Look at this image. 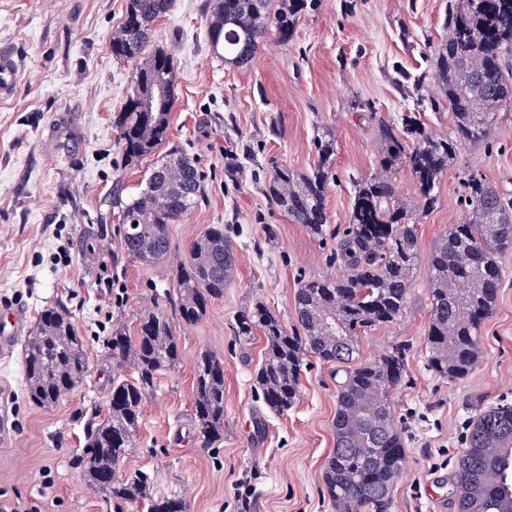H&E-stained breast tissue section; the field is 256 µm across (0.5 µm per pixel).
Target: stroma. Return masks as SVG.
Masks as SVG:
<instances>
[{
    "label": "stroma",
    "instance_id": "stroma-1",
    "mask_svg": "<svg viewBox=\"0 0 512 512\" xmlns=\"http://www.w3.org/2000/svg\"><path fill=\"white\" fill-rule=\"evenodd\" d=\"M125 7L126 0H0V42L11 43L22 64L16 92L0 100V300L21 303L33 318L65 307L88 352L82 383L50 408L27 397L21 349L0 360L14 413L12 432L0 439V494L22 496L40 512H110L78 463L89 422L106 410L108 341L119 327L135 335L146 311L174 314L179 263L207 227L223 224L235 246L234 278L203 320L175 326L180 362L158 376L117 473L154 472L157 492L180 496L186 512H334L324 473L342 371L314 364L297 403L270 412L253 383L265 339L243 346L233 332L238 314L258 301L295 328L300 285L339 270L333 236L314 238L272 208L268 161L307 171L317 133L330 131L336 161L326 209L331 229H345L353 182L376 166L370 114L417 111L398 91L394 69H429L448 0H320L290 43L268 37L246 69L212 51L207 0H174L154 25L157 44L177 61L165 147L195 161L204 189L171 225L160 265L128 259L120 248L121 205L153 165L149 157L125 163L112 124L136 73L111 51ZM230 152L241 167L234 181L224 174ZM471 174L512 200V110L501 112L487 141L462 148L443 176L439 202L421 225L403 317L360 338L368 359L395 343L409 347L406 382L393 395L405 463L392 512H456L455 460L469 424L483 406L512 404V252L501 259L507 273L482 330L479 365L448 381L426 364L429 260L465 218L462 186ZM205 350L224 360V441L212 448L193 423L195 362ZM431 491L438 502L429 501Z\"/></svg>",
    "mask_w": 512,
    "mask_h": 512
}]
</instances>
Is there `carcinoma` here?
Segmentation results:
<instances>
[{"instance_id": "1", "label": "carcinoma", "mask_w": 512, "mask_h": 512, "mask_svg": "<svg viewBox=\"0 0 512 512\" xmlns=\"http://www.w3.org/2000/svg\"><path fill=\"white\" fill-rule=\"evenodd\" d=\"M320 0H213L208 41L224 63L250 66L270 33L286 45L301 15ZM173 0H127L123 22L112 34V56L138 63L130 92L114 117L118 146L128 163L158 152L168 134L174 103L175 57L148 50L154 23ZM446 36L432 70L417 76L399 72L406 95L423 100L429 85L431 109H448L451 127L438 134L415 113L400 120L375 112L381 140L376 170L354 181L348 227L336 239L341 273L304 282L295 295L298 328L288 327L263 302L243 311L235 337L245 346L261 332L266 347L254 382L272 412L296 403L302 372L310 359L342 368L335 448L324 483L335 512H391L392 491L405 459L403 432L392 411V393L407 375V349L389 346L359 360V338L397 322L405 311L418 262V225L435 209L438 187L457 151L484 142L499 113L512 104V0H449ZM317 160L306 172L271 161L267 195L292 223L323 239L330 220L325 200L334 177L335 141L316 140ZM410 171L415 195L398 191L397 171ZM203 192L202 176L184 153H171L153 168L146 188L122 206L120 248L131 259L163 263L170 250V225L178 223ZM465 220L436 246L429 266L430 317L427 367L438 377L467 376L480 358V333L493 314L504 271L498 258L512 248V201L484 178L464 182ZM235 253L221 224L193 244L176 277V320L193 325L224 297L233 280ZM174 320V321H176ZM174 321L162 311L142 314L136 336L112 331V375L107 412L89 423L79 453L87 485L104 495L113 512L144 506L147 512H184L183 499L158 495L154 476L136 471L120 479L116 467L134 447L143 406L157 376L180 362ZM27 395L49 407L75 389L88 369L85 340L62 307L41 311L24 344ZM196 433L210 448L224 442V362L211 351L195 363ZM131 375H126L127 370ZM456 512H512V406L484 408L472 420L456 464Z\"/></svg>"}]
</instances>
